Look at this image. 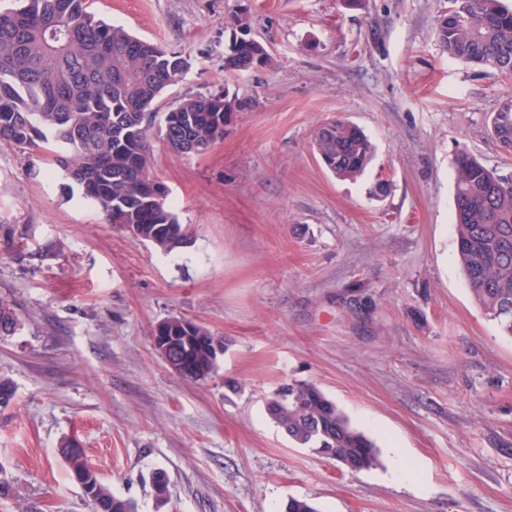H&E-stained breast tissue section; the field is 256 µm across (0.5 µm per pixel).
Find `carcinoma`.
<instances>
[{
    "mask_svg": "<svg viewBox=\"0 0 512 512\" xmlns=\"http://www.w3.org/2000/svg\"><path fill=\"white\" fill-rule=\"evenodd\" d=\"M0 7V140L19 148L50 144L57 149L56 174L77 186L111 224L133 238L170 252L183 244L168 196L155 195L160 182L151 173V125L163 91L184 74L187 61L175 52L108 24L90 11L89 0H15ZM438 21L448 57L495 73L512 75V5L505 0H450ZM268 52L249 42L224 54V73L245 72L247 61ZM228 91L184 99L164 113L159 137L177 154L193 141L206 149L224 138ZM492 137L512 152V96L492 116ZM314 145L325 167L341 178L363 173L373 154L360 130L336 125L331 135L318 127ZM457 256L471 294L512 337V173L496 176L477 158L455 159ZM173 337L167 357L181 377L199 381L215 368L211 334L192 332L183 319H167ZM18 320L0 300V336L13 334ZM273 422L295 444L330 458L348 472L378 462L375 442L353 427L314 384H290L267 402ZM71 476L89 488L95 512H136L103 483L84 450L61 448Z\"/></svg>",
    "mask_w": 512,
    "mask_h": 512,
    "instance_id": "obj_1",
    "label": "carcinoma"
}]
</instances>
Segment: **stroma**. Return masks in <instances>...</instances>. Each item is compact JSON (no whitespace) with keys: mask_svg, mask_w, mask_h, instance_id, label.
Segmentation results:
<instances>
[{"mask_svg":"<svg viewBox=\"0 0 512 512\" xmlns=\"http://www.w3.org/2000/svg\"><path fill=\"white\" fill-rule=\"evenodd\" d=\"M448 0H94L97 18L189 63L156 108L254 94L205 155L153 138V174L186 244L165 253L107 223L42 150L0 141V512H92L59 450L78 440L137 512H512V338L457 258L454 159L512 172L488 117L512 76L449 58ZM269 59L228 77L241 28ZM374 145L340 179L313 146L331 117ZM385 193H377L379 182ZM181 317L222 340L202 381L153 346ZM317 385L377 445L341 470L293 445L265 400ZM403 466V481L391 472ZM164 472L158 501L151 478Z\"/></svg>","mask_w":512,"mask_h":512,"instance_id":"stroma-1","label":"stroma"}]
</instances>
